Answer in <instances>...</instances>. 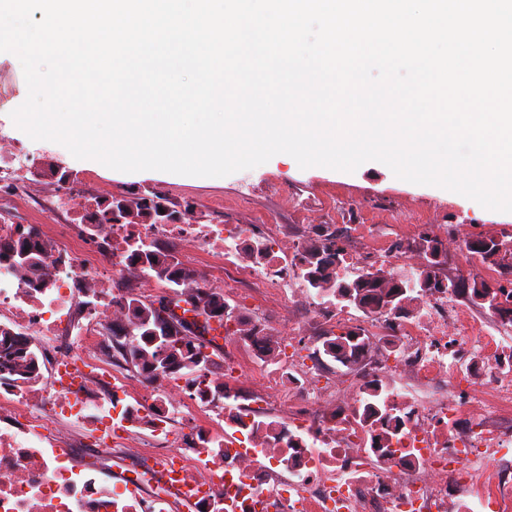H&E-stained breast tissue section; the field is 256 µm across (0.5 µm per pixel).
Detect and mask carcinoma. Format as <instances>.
Returning a JSON list of instances; mask_svg holds the SVG:
<instances>
[{
	"instance_id": "cac0c4a2",
	"label": "carcinoma",
	"mask_w": 512,
	"mask_h": 512,
	"mask_svg": "<svg viewBox=\"0 0 512 512\" xmlns=\"http://www.w3.org/2000/svg\"><path fill=\"white\" fill-rule=\"evenodd\" d=\"M161 203L175 210L173 203L160 190L98 200L96 208L106 213L112 207H118L125 224H156L157 207ZM344 238V233L336 230L325 228L319 231L317 237L308 241L297 265L302 283L331 304L353 307L366 313H386L394 319H408L412 313L407 304L414 300V294L448 292L482 309L500 324L512 326V248L501 252L487 246V243L493 244L497 240L503 245H512V234H491L466 243L471 260L492 267L498 273L499 281L495 285L478 274L467 280L452 278L438 238L429 231L423 232L419 241L433 244L435 257L419 270L414 285L395 279L393 273L372 264L356 267L352 275L346 276L343 270L349 264V256ZM19 252L26 255L23 266L34 273L40 271L43 244L21 237L8 248V255L12 258ZM131 260L157 278L177 286L189 277L188 268L181 266L177 257L175 245L165 240L155 241L142 252L132 251ZM120 298L122 307L127 311V320L112 325V348L129 370L151 376L181 372L199 375L205 364H214L210 348L215 338L194 335L189 326L179 320L171 325L164 324L154 301L142 299L128 287ZM182 302L190 305L189 312L195 316L205 317L207 331L214 330L212 322L215 321L224 334L231 333L223 316L215 318L211 315L212 311H222L227 306L221 292L197 290L168 300L177 307ZM234 320L235 325L244 328V335L257 343L261 356H278L279 346L268 339L263 330L255 325L248 326L239 314ZM363 348L361 333L346 328L326 340L324 354L351 369L362 357ZM39 368L38 354L28 339L0 333V380H29L38 374Z\"/></svg>"
}]
</instances>
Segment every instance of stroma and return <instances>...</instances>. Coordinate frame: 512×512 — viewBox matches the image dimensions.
Masks as SVG:
<instances>
[{"mask_svg": "<svg viewBox=\"0 0 512 512\" xmlns=\"http://www.w3.org/2000/svg\"><path fill=\"white\" fill-rule=\"evenodd\" d=\"M27 91L19 60L0 52V149L39 157L42 174L27 183L14 200L9 219L15 224H63L67 213L53 210L56 175L70 172L79 199L111 197L144 189L164 191L177 203H191L200 224H301L308 230L330 224L336 229L357 225L349 249L354 258L372 262L395 241H413L423 230L447 233L466 243L500 232L512 233V213L483 208L460 194L394 176L386 166L369 164L347 173L323 167L299 168L294 159L275 157L252 169L219 180L178 181L162 174L104 177L76 165L61 144L23 135L10 114L14 101ZM224 297L248 320L260 321L268 336L282 340L296 319L279 303L253 310L249 300L231 288Z\"/></svg>", "mask_w": 512, "mask_h": 512, "instance_id": "1", "label": "stroma"}]
</instances>
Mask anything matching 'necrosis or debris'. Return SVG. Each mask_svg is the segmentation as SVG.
Segmentation results:
<instances>
[{
	"label": "necrosis or debris",
	"mask_w": 512,
	"mask_h": 512,
	"mask_svg": "<svg viewBox=\"0 0 512 512\" xmlns=\"http://www.w3.org/2000/svg\"><path fill=\"white\" fill-rule=\"evenodd\" d=\"M75 194L72 183L58 181V206L75 213L54 225L50 243L39 225L6 222L8 206L0 202V244L27 233L46 245L40 276L0 258V331L40 337L49 362L32 382L0 383V512H165L161 496L139 494L140 476L105 486L97 466L75 461L89 425L119 453L144 450L157 471L166 455L135 438L142 424L182 448L187 479L204 486V512H473L474 490L483 512H506L490 488L512 478V370L478 357L469 377L490 414L462 424L468 404L460 397L458 352L495 337L475 339L457 323L458 298L422 296L408 321L360 318L298 287L293 266L305 238L287 239L284 226L259 231L188 217L102 224L94 201L73 206ZM161 239L192 243L228 286L244 284L257 300L284 302L318 340L336 326L359 324L357 371L325 375L292 358L274 372L260 358L239 357L216 378L234 392L241 379L251 380L261 404L237 405L234 425L226 426L222 414L209 412L213 395L190 390V376L154 379L113 368L110 328L126 318L115 284L131 269L129 245ZM68 361L106 376V401L95 400L89 385L63 384L59 368ZM376 384L396 418L391 437L364 415ZM288 386L287 419H262L263 407L280 402ZM489 457L508 471L488 470Z\"/></svg>",
	"instance_id": "necrosis-or-debris-1"
}]
</instances>
